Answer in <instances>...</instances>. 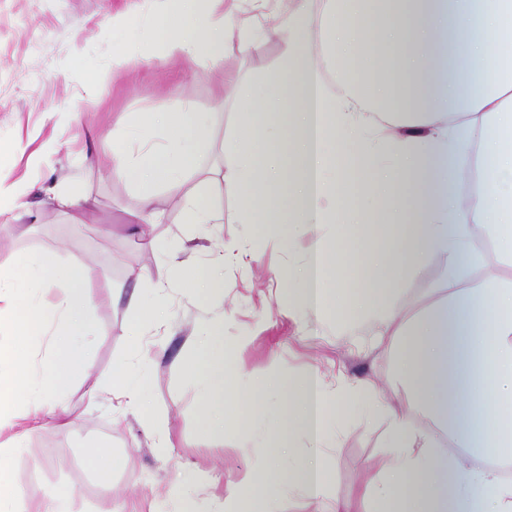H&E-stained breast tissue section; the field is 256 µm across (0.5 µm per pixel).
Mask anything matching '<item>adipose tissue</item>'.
Here are the masks:
<instances>
[{
  "label": "adipose tissue",
  "mask_w": 512,
  "mask_h": 512,
  "mask_svg": "<svg viewBox=\"0 0 512 512\" xmlns=\"http://www.w3.org/2000/svg\"><path fill=\"white\" fill-rule=\"evenodd\" d=\"M243 2L135 0L116 21L167 17L155 30L160 47L188 62L203 56L217 65L229 47L257 56L268 42L283 43L275 72L229 82L239 109L223 171L209 164L206 113L140 112L119 125L112 171L137 184L138 222H162V186L183 196L185 223H223L207 190L217 181L239 201L242 223H288L313 235L307 265L288 276L294 307L332 309L400 337L397 370L412 399L390 417V450L375 464V512H512V277L467 283L488 254L512 267V0H291L287 10L282 0H253V19ZM284 113L288 138L280 141L268 125ZM359 168L372 173L362 192ZM192 174L200 185L190 190ZM325 227L336 231L334 265L317 236ZM363 231L379 245L366 256L370 284L356 293L347 286L349 239ZM429 261L459 287L406 322L397 297L408 272ZM16 263L28 285L0 269V330L25 337L31 360L21 371L15 348L0 345V512H70L55 494L29 505L10 462L54 416L52 397L87 369L90 290L101 275L87 263L60 275L44 252ZM235 358L218 320L190 341L182 366L214 435L243 402ZM283 385L289 421L318 439L326 403L316 380L287 383L272 366L251 389ZM266 476L262 493L252 492L249 471L227 484L224 512H283L295 496L314 512H360L358 500L328 494L329 476L314 462L295 481L278 464Z\"/></svg>",
  "instance_id": "obj_1"
}]
</instances>
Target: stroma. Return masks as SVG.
<instances>
[{
    "mask_svg": "<svg viewBox=\"0 0 512 512\" xmlns=\"http://www.w3.org/2000/svg\"><path fill=\"white\" fill-rule=\"evenodd\" d=\"M125 0H0V182L22 195L0 210V265L20 254L58 252L68 263L94 264L104 279L93 288L94 332L85 377L66 387L72 424L32 432L23 454L11 460L15 482L26 500L54 492L69 497L73 512H119L123 503L149 512L151 503L172 492H188L194 512H217L216 498L241 474L255 473L254 491L265 487L264 470L273 448H296L301 459L322 465L330 493L358 497L372 512L374 464L388 447L389 415L405 408L410 395L396 372V351L371 346L373 329L351 327L335 312L287 317L288 294L282 273L304 266L308 236L280 235L258 245L262 229L241 223L236 200L225 199L224 222L205 229L181 221L180 196L158 190L161 224L133 229L138 190L112 173V131L135 112H178L192 107L211 115V153L222 159L224 135L238 104L224 93L225 74L243 78L272 70L282 46L270 42L250 58L228 52L221 67L207 59L193 65L161 56L159 46L142 39L134 66L114 64L125 38L112 16ZM223 111H216V102ZM77 190L93 200V211L64 212L52 197ZM178 251L183 266L208 262L224 243L234 244L224 262L223 296L202 301L170 281L146 240ZM166 280V325H140L141 359L129 357V330L138 325L131 296L152 300L149 281ZM440 264L411 275L399 297L411 314L438 299ZM224 321V343L237 349L244 381L270 365L295 380L317 372L329 399L371 382L387 413L369 417L354 407L339 409L328 438L314 444L300 430L270 426L268 417L285 412L287 391L266 392L246 404L223 433L204 430L201 401L180 364L187 343L213 317ZM153 362L147 409L119 413L106 390L116 369ZM123 425H115L116 417ZM161 419L173 441L163 448L150 426ZM97 448L112 453V480L101 486L92 458Z\"/></svg>",
    "mask_w": 512,
    "mask_h": 512,
    "instance_id": "1",
    "label": "stroma"
}]
</instances>
